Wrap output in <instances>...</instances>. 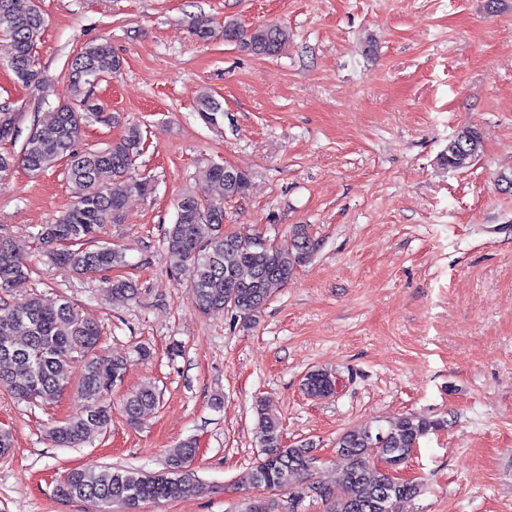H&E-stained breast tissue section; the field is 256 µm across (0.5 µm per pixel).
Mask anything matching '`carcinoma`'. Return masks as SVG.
<instances>
[{"mask_svg":"<svg viewBox=\"0 0 512 512\" xmlns=\"http://www.w3.org/2000/svg\"><path fill=\"white\" fill-rule=\"evenodd\" d=\"M44 25L36 3L23 9L20 0H0V39L4 40L0 53L16 80L38 91L43 77L36 69L35 48ZM289 38L288 29L277 24L245 30L233 21L224 23V40L259 56L278 55ZM120 69L121 61L107 42L82 47L66 66L74 102L56 107L49 121L34 124L19 153L0 152V178L19 166L35 174L64 162L74 201L42 226L38 243L57 265L81 277L97 276L124 262L120 251L99 240L101 229L120 223L129 196L154 191L150 178L134 174L144 148L138 126L128 127L124 136L104 148H75L82 128L99 120L102 110L90 101L85 88ZM197 112L211 125L223 115L219 102L207 93L200 95ZM17 119L15 112L0 111V142L14 139ZM480 149L478 132L463 128L448 142L444 164L450 169L465 168ZM209 182L208 191L179 199L176 220L165 232L167 250L176 263L193 264V288L201 314L231 311L247 322L263 308L272 290L286 284L308 261L316 244L301 226L284 242L267 244L257 235L224 230V204L245 196L250 178L241 171L239 177L226 180L224 170L214 164ZM30 274L16 240L0 230V293L16 296L11 302H0V391L32 404L52 401L68 388L67 367L79 364L77 396L84 407L50 431L58 446L76 448L106 432L111 408L102 401L123 381L128 361L102 351L99 326L70 301L61 299L47 306L37 295L22 293ZM106 284L115 296L133 298L138 293L129 279H109ZM335 383L331 374L313 370L304 378L303 389L312 398H325L334 394ZM158 402L154 386H141L124 401L128 421L136 423ZM255 412L260 454L241 483L267 494L248 499L242 512H297L308 494L325 502L326 512H393L397 501L419 496L423 484L396 481L391 466L404 463L421 438L444 425L438 418L402 415L386 427L347 430L336 442V453L346 462L342 480L317 485L311 482L319 462L313 444L285 443L280 420L266 411L263 401L256 403ZM370 448L378 449V458L370 457ZM193 452V442L179 443L168 451L163 469L154 472L107 465L72 468L65 476L66 488L58 492L89 502L98 512H112L116 505L121 512H138L145 502L176 499L202 489L189 469ZM285 489L286 504L275 494Z\"/></svg>","mask_w":512,"mask_h":512,"instance_id":"cac0c4a2","label":"carcinoma"}]
</instances>
